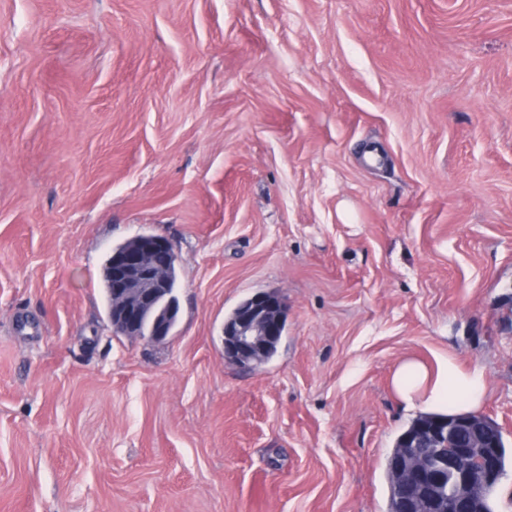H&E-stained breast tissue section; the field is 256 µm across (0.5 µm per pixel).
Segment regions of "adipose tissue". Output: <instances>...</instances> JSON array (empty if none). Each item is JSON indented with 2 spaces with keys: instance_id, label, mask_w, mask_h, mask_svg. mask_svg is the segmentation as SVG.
<instances>
[{
  "instance_id": "1",
  "label": "adipose tissue",
  "mask_w": 512,
  "mask_h": 512,
  "mask_svg": "<svg viewBox=\"0 0 512 512\" xmlns=\"http://www.w3.org/2000/svg\"><path fill=\"white\" fill-rule=\"evenodd\" d=\"M392 386L406 409L449 414L475 412L483 403L487 377L483 369H461L447 356H436L434 364L407 359L399 364Z\"/></svg>"
}]
</instances>
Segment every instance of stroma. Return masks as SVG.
Instances as JSON below:
<instances>
[{
  "label": "stroma",
  "instance_id": "35a3bbf8",
  "mask_svg": "<svg viewBox=\"0 0 512 512\" xmlns=\"http://www.w3.org/2000/svg\"><path fill=\"white\" fill-rule=\"evenodd\" d=\"M142 233L161 343L103 293ZM438 355L512 447V0H0V512H387ZM286 312L284 300L274 292H258L244 300L235 316L224 321V356L244 368L260 364L269 348L279 343Z\"/></svg>",
  "mask_w": 512,
  "mask_h": 512
}]
</instances>
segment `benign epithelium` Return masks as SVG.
Segmentation results:
<instances>
[{"mask_svg":"<svg viewBox=\"0 0 512 512\" xmlns=\"http://www.w3.org/2000/svg\"><path fill=\"white\" fill-rule=\"evenodd\" d=\"M171 250L173 245L166 238L142 234L136 237L134 248L109 261L106 276L112 287L113 329L137 336L140 322L151 317L152 341L162 342L170 335L168 317L155 312V302L168 282L156 256ZM286 312L284 300L274 292H258L244 300L235 316L224 322V356L244 368L260 364L269 348L280 341ZM451 439L456 447L435 470L417 451L422 444L433 448ZM404 443L395 475L403 480L405 512H429L434 487L444 476L455 480L458 512H479L481 489L500 477L484 415H450L428 430L405 436Z\"/></svg>","mask_w":512,"mask_h":512,"instance_id":"1","label":"benign epithelium"}]
</instances>
